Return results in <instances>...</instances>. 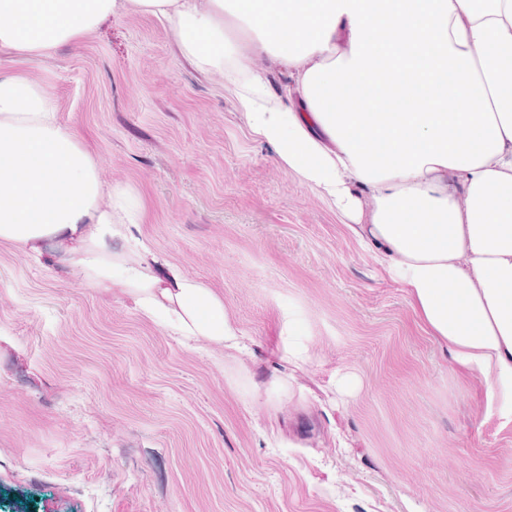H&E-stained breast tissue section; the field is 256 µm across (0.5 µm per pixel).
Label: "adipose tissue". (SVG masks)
Instances as JSON below:
<instances>
[{
	"mask_svg": "<svg viewBox=\"0 0 512 512\" xmlns=\"http://www.w3.org/2000/svg\"><path fill=\"white\" fill-rule=\"evenodd\" d=\"M129 12L168 21L271 146L403 289L462 377L512 404V0H0V50L30 58ZM286 74L272 92L255 59ZM54 92L0 70V244L54 245L183 342L237 359L223 299L145 243Z\"/></svg>",
	"mask_w": 512,
	"mask_h": 512,
	"instance_id": "adipose-tissue-1",
	"label": "adipose tissue"
}]
</instances>
